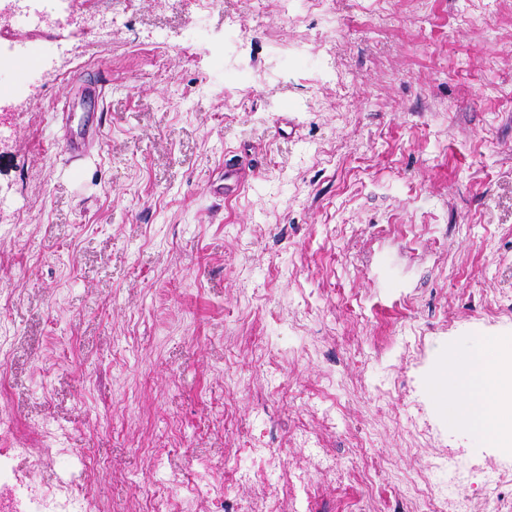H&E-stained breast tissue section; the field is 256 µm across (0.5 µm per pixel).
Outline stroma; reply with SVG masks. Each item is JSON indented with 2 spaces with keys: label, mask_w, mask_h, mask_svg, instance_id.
I'll use <instances>...</instances> for the list:
<instances>
[{
  "label": "stroma",
  "mask_w": 512,
  "mask_h": 512,
  "mask_svg": "<svg viewBox=\"0 0 512 512\" xmlns=\"http://www.w3.org/2000/svg\"><path fill=\"white\" fill-rule=\"evenodd\" d=\"M92 3L0 30V512L511 506L434 376L512 343V0ZM76 12L81 13L83 20L92 25L99 34L107 35L112 30L113 17L99 12V9L92 7H84L82 3L75 9ZM35 502L39 508L33 512H81L83 506L80 500L73 497H68L59 500L47 501L42 497L35 495Z\"/></svg>",
  "instance_id": "35a3bbf8"
}]
</instances>
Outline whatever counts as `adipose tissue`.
Segmentation results:
<instances>
[{
  "label": "adipose tissue",
  "mask_w": 512,
  "mask_h": 512,
  "mask_svg": "<svg viewBox=\"0 0 512 512\" xmlns=\"http://www.w3.org/2000/svg\"><path fill=\"white\" fill-rule=\"evenodd\" d=\"M512 346H475L467 364L449 362L441 377L458 383L452 412L457 421L492 438H512Z\"/></svg>",
  "instance_id": "1"
}]
</instances>
